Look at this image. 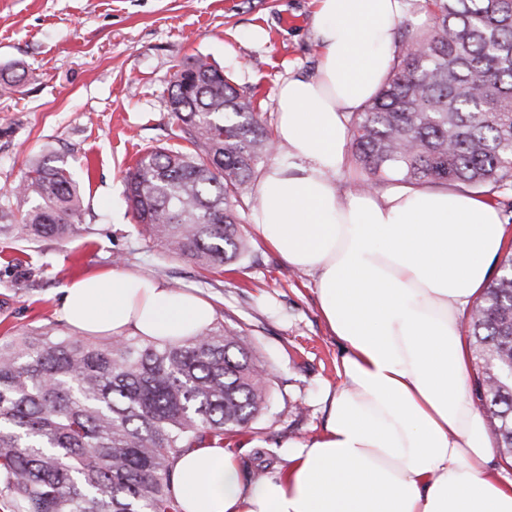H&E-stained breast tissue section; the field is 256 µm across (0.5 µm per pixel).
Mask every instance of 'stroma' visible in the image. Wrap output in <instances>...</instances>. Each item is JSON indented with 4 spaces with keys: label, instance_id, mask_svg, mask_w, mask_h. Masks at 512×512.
<instances>
[{
    "label": "stroma",
    "instance_id": "35a3bbf8",
    "mask_svg": "<svg viewBox=\"0 0 512 512\" xmlns=\"http://www.w3.org/2000/svg\"><path fill=\"white\" fill-rule=\"evenodd\" d=\"M318 0H0V74L24 73L19 93L0 95V191L29 167L61 160L83 201L81 238L24 243L0 236V337L53 331L61 288L86 273L119 269L193 288L216 319L249 336L268 373V410L224 446L245 477L288 468L287 443L318 436L321 397L340 385L342 344L319 310L313 279L291 271L255 226L248 188L240 230L251 250L204 271L143 236L126 199V176L151 148H186L169 97L175 72L207 57L254 95L268 127L275 92L312 77L320 53ZM266 39L254 41V29Z\"/></svg>",
    "mask_w": 512,
    "mask_h": 512
}]
</instances>
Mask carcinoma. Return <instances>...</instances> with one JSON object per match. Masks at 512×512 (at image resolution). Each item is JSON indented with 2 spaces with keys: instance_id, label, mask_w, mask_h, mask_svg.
<instances>
[{
  "instance_id": "carcinoma-1",
  "label": "carcinoma",
  "mask_w": 512,
  "mask_h": 512,
  "mask_svg": "<svg viewBox=\"0 0 512 512\" xmlns=\"http://www.w3.org/2000/svg\"><path fill=\"white\" fill-rule=\"evenodd\" d=\"M431 25L393 60L352 120L364 184L394 179L495 193L512 188V0H425ZM193 150L143 153L128 173L142 230L204 270L244 258L238 207L274 144L253 95L195 57L170 94ZM18 196L30 239L80 234L81 196L45 158ZM473 395L512 458V255L473 304ZM265 371L224 325L182 342L30 333L0 340V483L10 512H179L176 459L268 407Z\"/></svg>"
}]
</instances>
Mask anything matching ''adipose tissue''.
I'll list each match as a JSON object with an SVG mask.
<instances>
[{"label":"adipose tissue","mask_w":512,"mask_h":512,"mask_svg":"<svg viewBox=\"0 0 512 512\" xmlns=\"http://www.w3.org/2000/svg\"><path fill=\"white\" fill-rule=\"evenodd\" d=\"M407 0H319L314 77L278 85L275 162L257 183L256 227L314 278L343 346L322 432L291 444L288 468L244 479L237 457L201 443L174 463L181 512H512V478L491 466L487 418L468 396L467 310L507 242L497 204L454 188L338 193L349 118L384 82ZM82 336L178 341L215 320L202 296L105 271L60 290Z\"/></svg>","instance_id":"1"}]
</instances>
